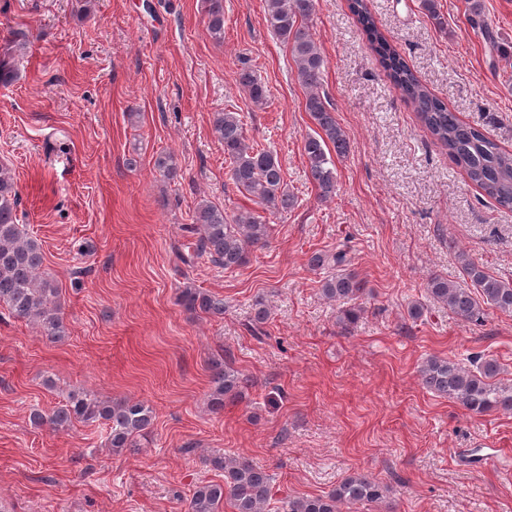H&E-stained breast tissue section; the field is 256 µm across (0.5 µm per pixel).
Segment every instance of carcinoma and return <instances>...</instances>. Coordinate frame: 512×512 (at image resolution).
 I'll return each mask as SVG.
<instances>
[{
	"label": "carcinoma",
	"instance_id": "carcinoma-1",
	"mask_svg": "<svg viewBox=\"0 0 512 512\" xmlns=\"http://www.w3.org/2000/svg\"><path fill=\"white\" fill-rule=\"evenodd\" d=\"M316 6L317 0H265V21L274 36L288 44L296 80L306 91L305 111L316 130L305 137L303 151L317 198L327 201L336 194V159L348 152L349 143L324 88L326 59L309 26ZM349 9L369 36L393 88L411 104L431 138L488 198L501 207L512 208V152L501 149L479 127L463 122L428 89L379 29L368 0H350ZM205 13L211 38L224 41V0H205ZM469 22L490 51L500 56L512 52L511 46L499 41L479 0H473ZM238 82L255 108L268 103V86L253 68H242ZM212 126L224 144V157L230 162L237 190L270 211L293 209L295 196L288 193L277 157L249 142L241 114L215 112ZM18 205L15 183L7 167L1 165L0 306L14 317L33 323L46 338L59 340L66 336L59 288L42 276V245L18 224ZM191 232L196 235L193 253L183 257L184 262L205 256L215 265L232 270L245 265L252 250L268 245L271 225L252 211L229 215L223 208L202 201L195 208ZM457 257L469 285L432 274L427 282L429 296L461 320L476 325L484 322L490 309L512 314V281L490 274L463 252ZM350 265V251L345 245L334 251L314 252L308 258L312 270H334L323 280L321 292L327 299L343 304L339 322L344 324L360 317L362 307L356 305V300L365 292V282L350 270ZM179 302L187 310L213 317L224 315V299L195 288L183 290ZM212 368L209 407L218 413L224 410V401L242 394L248 379L220 360ZM419 373L428 391L453 400L473 415L512 411V386L496 382L500 365L493 358L476 355L466 367L449 357L435 356L424 362ZM153 418V408L143 401L107 403L90 391H74L51 412L33 414L35 425L54 431L68 430L76 423L103 424L107 447L115 454L140 447L151 433ZM203 461L223 471L224 482L202 481L195 485L188 512H222L226 502L232 512H270L272 477L264 468L239 456H205ZM387 492L388 486L373 476L353 472L325 495L282 498L277 512H339L342 505L373 503Z\"/></svg>",
	"mask_w": 512,
	"mask_h": 512
}]
</instances>
